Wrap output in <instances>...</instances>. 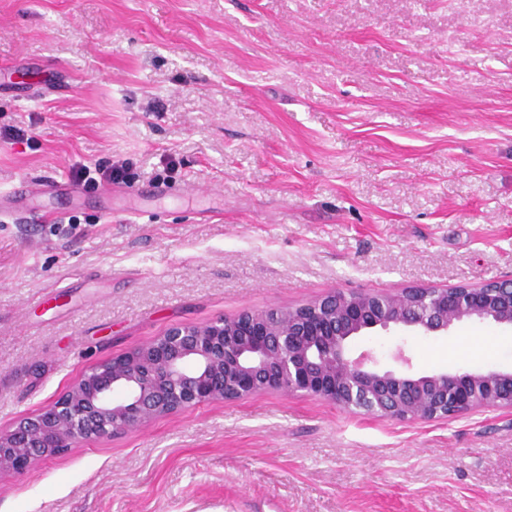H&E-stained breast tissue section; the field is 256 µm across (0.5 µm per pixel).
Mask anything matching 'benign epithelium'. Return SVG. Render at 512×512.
Here are the masks:
<instances>
[{
    "instance_id": "obj_1",
    "label": "benign epithelium",
    "mask_w": 512,
    "mask_h": 512,
    "mask_svg": "<svg viewBox=\"0 0 512 512\" xmlns=\"http://www.w3.org/2000/svg\"><path fill=\"white\" fill-rule=\"evenodd\" d=\"M464 321L512 329V279L477 287H409L395 295L334 291L305 305L175 325L154 342L88 369L60 397L0 430V475L78 444L211 401L302 393L349 411L413 421L512 409V367L420 373L399 347L385 366L352 356L365 334L446 336Z\"/></svg>"
}]
</instances>
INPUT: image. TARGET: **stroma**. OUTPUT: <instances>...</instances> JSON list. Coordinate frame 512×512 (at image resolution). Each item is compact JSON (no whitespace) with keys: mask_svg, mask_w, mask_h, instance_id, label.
Instances as JSON below:
<instances>
[{"mask_svg":"<svg viewBox=\"0 0 512 512\" xmlns=\"http://www.w3.org/2000/svg\"><path fill=\"white\" fill-rule=\"evenodd\" d=\"M496 279L512 0H0V430L175 324ZM399 345L512 365L478 322L352 348ZM0 512H512V410L203 403L0 476Z\"/></svg>","mask_w":512,"mask_h":512,"instance_id":"35a3bbf8","label":"stroma"}]
</instances>
